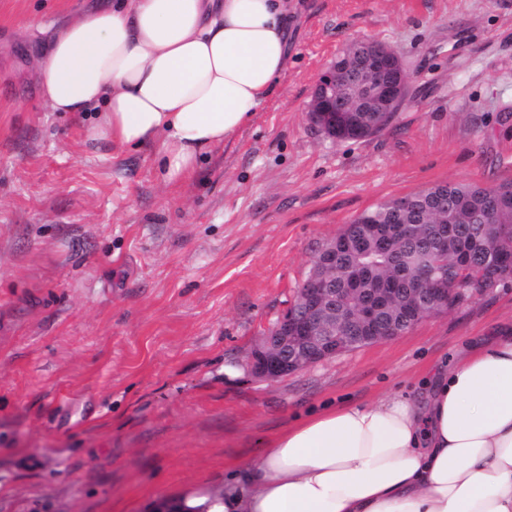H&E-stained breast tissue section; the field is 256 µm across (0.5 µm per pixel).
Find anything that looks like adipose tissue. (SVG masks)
Returning <instances> with one entry per match:
<instances>
[{
	"label": "adipose tissue",
	"mask_w": 512,
	"mask_h": 512,
	"mask_svg": "<svg viewBox=\"0 0 512 512\" xmlns=\"http://www.w3.org/2000/svg\"><path fill=\"white\" fill-rule=\"evenodd\" d=\"M288 0H107L55 29L43 103L97 113L90 139L158 148L166 181L247 125L288 60ZM221 490L173 512H512V326L396 395L309 414L259 439Z\"/></svg>",
	"instance_id": "1"
}]
</instances>
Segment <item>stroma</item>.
<instances>
[{"label":"stroma","instance_id":"35a3bbf8","mask_svg":"<svg viewBox=\"0 0 512 512\" xmlns=\"http://www.w3.org/2000/svg\"><path fill=\"white\" fill-rule=\"evenodd\" d=\"M100 0H0V512H150L219 487L255 442L326 407L414 397L512 323L495 288L272 383L248 354L317 251L434 185L512 182V0H297L277 93L191 177L155 146L49 111L34 60ZM368 39L410 75L390 124L336 141L313 87Z\"/></svg>","mask_w":512,"mask_h":512}]
</instances>
